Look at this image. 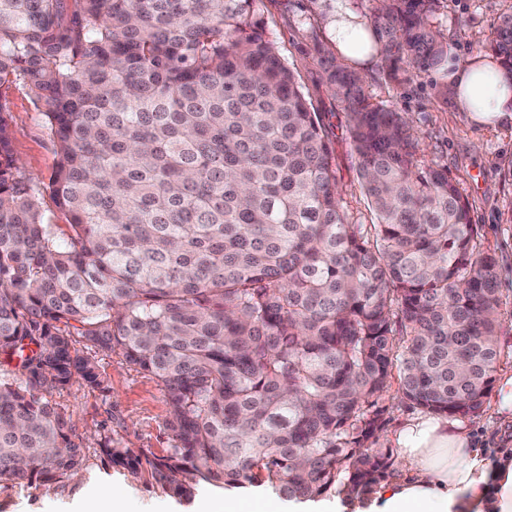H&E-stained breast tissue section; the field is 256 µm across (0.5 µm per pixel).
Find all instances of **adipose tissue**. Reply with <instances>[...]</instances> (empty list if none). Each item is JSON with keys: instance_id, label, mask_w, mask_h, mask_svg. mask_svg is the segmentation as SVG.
<instances>
[{"instance_id": "1", "label": "adipose tissue", "mask_w": 512, "mask_h": 512, "mask_svg": "<svg viewBox=\"0 0 512 512\" xmlns=\"http://www.w3.org/2000/svg\"><path fill=\"white\" fill-rule=\"evenodd\" d=\"M336 56L365 70L377 56L374 33L330 0L325 22ZM443 70L459 111L481 123L512 118V78L492 58L448 60ZM403 477L377 488L375 512H512V464H492L475 448L467 422L453 415L408 419L393 435Z\"/></svg>"}]
</instances>
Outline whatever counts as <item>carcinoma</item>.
Segmentation results:
<instances>
[{"instance_id": "1", "label": "carcinoma", "mask_w": 512, "mask_h": 512, "mask_svg": "<svg viewBox=\"0 0 512 512\" xmlns=\"http://www.w3.org/2000/svg\"><path fill=\"white\" fill-rule=\"evenodd\" d=\"M385 78L439 68V0H374ZM257 0H0V483L85 455L55 390L104 380L74 337L155 377L168 455L106 444L188 500L264 485L360 502L394 476L377 399L477 416L499 357L498 260L398 112L320 44L377 223L342 211L334 149ZM512 77V14L490 42ZM42 107L46 187L12 149L8 93ZM63 215L42 219L44 192Z\"/></svg>"}]
</instances>
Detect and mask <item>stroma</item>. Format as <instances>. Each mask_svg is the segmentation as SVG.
I'll list each match as a JSON object with an SVG mask.
<instances>
[{
    "label": "stroma",
    "instance_id": "obj_1",
    "mask_svg": "<svg viewBox=\"0 0 512 512\" xmlns=\"http://www.w3.org/2000/svg\"><path fill=\"white\" fill-rule=\"evenodd\" d=\"M510 10L512 0H440L433 26L455 58L463 60L488 45L499 16ZM320 13L318 0H260L258 5L267 37L294 72L312 110L323 116L334 149L343 210L353 223L370 225L375 217L360 184L348 116L325 84L316 54L317 45L326 40ZM384 68L378 60L363 74L371 102L408 120L421 158L425 164L447 169L469 203L481 250L498 259L501 327L496 373L512 374V121L482 125L454 103H443L437 95L442 85L437 70H416L407 82L391 84L384 78ZM9 98L13 152L25 172L49 179L58 156L42 114L23 89H12ZM96 361L105 379L103 388L73 384L52 394L53 403L70 416L82 442L86 465L82 476L48 487L1 483L0 512H78L81 500L97 490L129 498L135 512H198L202 500L223 501V491L200 487L185 503L161 487L134 481L110 464L100 452L108 439L151 458L170 452L172 440L165 428L168 405L161 384L128 367L121 356L100 355ZM467 423L488 459L501 461L512 453V420L495 416L491 405H484Z\"/></svg>",
    "mask_w": 512,
    "mask_h": 512
}]
</instances>
